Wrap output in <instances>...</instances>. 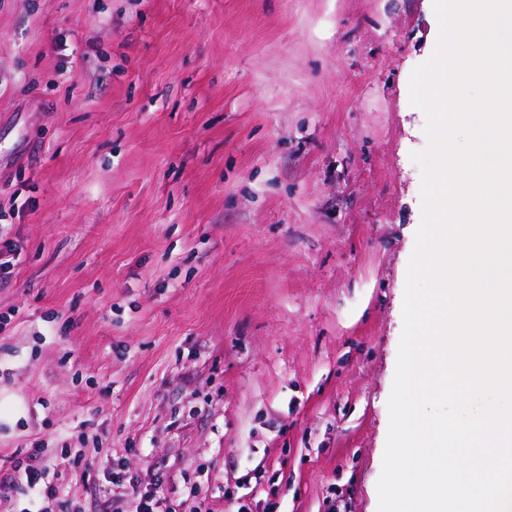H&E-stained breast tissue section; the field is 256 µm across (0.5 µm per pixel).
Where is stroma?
Here are the masks:
<instances>
[{"mask_svg":"<svg viewBox=\"0 0 512 512\" xmlns=\"http://www.w3.org/2000/svg\"><path fill=\"white\" fill-rule=\"evenodd\" d=\"M438 31L433 0H0V512L37 445L159 512H377Z\"/></svg>","mask_w":512,"mask_h":512,"instance_id":"obj_1","label":"stroma"}]
</instances>
